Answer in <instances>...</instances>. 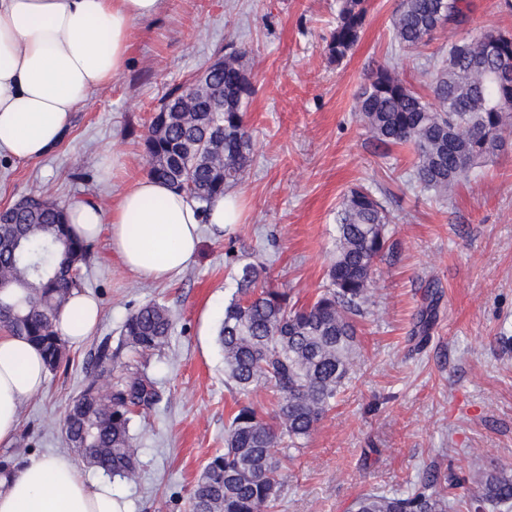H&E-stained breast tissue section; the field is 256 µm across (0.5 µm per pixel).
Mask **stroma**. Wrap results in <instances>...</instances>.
<instances>
[{
	"label": "stroma",
	"mask_w": 512,
	"mask_h": 512,
	"mask_svg": "<svg viewBox=\"0 0 512 512\" xmlns=\"http://www.w3.org/2000/svg\"><path fill=\"white\" fill-rule=\"evenodd\" d=\"M471 3L465 25L437 31L411 53L391 45L400 0H369L361 39L337 65L325 47L339 0H166L158 16L135 22L127 66L74 113L52 151L29 161L0 156V208L30 195L111 207L147 174L143 138L167 88L233 47L254 88L246 105L253 158L233 187L243 218L221 235L201 225L196 259L159 282L127 270L107 236L93 240L82 290L99 301L101 320L69 345V367L49 374L24 405L19 438L0 447V460L68 454L63 412L87 383L84 362L102 339L119 346L126 317L156 300L171 310L168 346L138 360L121 350L117 363L153 378L162 399L134 420L138 482L112 485L125 512H187L189 490L223 449L235 407L217 340L235 290L227 249L262 262L267 282L311 301L333 258L336 214L362 186L390 215V248L358 324L353 378L289 450L273 512H349L363 491L406 495L429 474L459 478L448 512H467L480 472L512 475V132L442 198L412 182L409 150L380 145L354 114L374 64L390 61L424 92L426 57L490 29L512 32L501 0ZM425 309L432 324L419 335Z\"/></svg>",
	"instance_id": "stroma-1"
}]
</instances>
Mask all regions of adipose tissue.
<instances>
[{"label":"adipose tissue","mask_w":512,"mask_h":512,"mask_svg":"<svg viewBox=\"0 0 512 512\" xmlns=\"http://www.w3.org/2000/svg\"><path fill=\"white\" fill-rule=\"evenodd\" d=\"M165 0H0V154L46 155L91 93L128 61L132 27L156 17ZM72 231L86 240L108 234L114 254L146 281L186 268L200 245L198 206L145 177L112 210L78 201L66 207ZM98 302L77 292L56 326L73 343L91 336ZM47 368L26 340L0 332V447L13 444L22 406L44 387ZM112 483L88 481L65 455L30 456L0 476V512H119Z\"/></svg>","instance_id":"obj_1"}]
</instances>
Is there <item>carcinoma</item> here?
I'll return each instance as SVG.
<instances>
[{"label": "carcinoma", "mask_w": 512, "mask_h": 512, "mask_svg": "<svg viewBox=\"0 0 512 512\" xmlns=\"http://www.w3.org/2000/svg\"><path fill=\"white\" fill-rule=\"evenodd\" d=\"M470 0H401L392 16L391 41L415 52L427 45L436 21L462 26ZM368 0H342L326 44L341 63L359 43ZM242 53H224V69L173 86L144 138L148 175L185 193L207 213L228 187L241 181L252 161L245 100L252 86ZM512 34L489 30L448 44L430 83L428 101L390 62L366 73L355 114L372 137L413 154V176L439 196L479 162L499 150L512 125ZM336 251L327 283L313 302L299 304L283 288L260 284L263 265L233 258L236 290L224 307L218 343L224 376L239 398L225 427L224 450L212 455L193 482L188 512H265L280 497L284 440L308 437L334 406L351 378L357 318L371 301L373 276L382 261L390 217L364 187L347 194L336 218ZM88 241L70 231L62 205L42 196L5 210L0 222V327L35 345L50 372L67 362V342L56 317L81 288L90 258ZM169 309L147 302L122 326L121 346L152 355L168 345ZM112 345L102 340L90 361L88 381L64 411L62 437L90 468L109 477L139 478V449L132 435L137 413L159 401L157 382L130 372L101 388L113 371ZM272 393L271 409L249 398L258 385ZM512 508V476L491 471L470 507ZM448 487L433 476L406 496L374 490L359 494L353 512H447Z\"/></svg>", "instance_id": "1"}]
</instances>
